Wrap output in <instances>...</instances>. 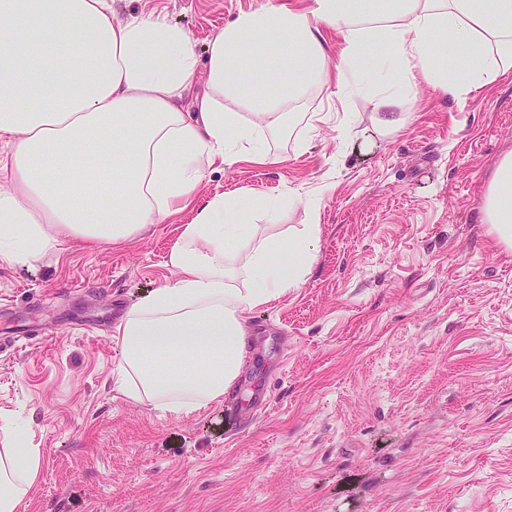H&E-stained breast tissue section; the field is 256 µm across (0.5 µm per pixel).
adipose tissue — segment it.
Masks as SVG:
<instances>
[{
	"label": "adipose tissue",
	"mask_w": 512,
	"mask_h": 512,
	"mask_svg": "<svg viewBox=\"0 0 512 512\" xmlns=\"http://www.w3.org/2000/svg\"><path fill=\"white\" fill-rule=\"evenodd\" d=\"M114 3L0 0V261L26 262L62 239L125 243L193 207L168 256L172 281L115 329L118 392L190 416L231 392L252 312L306 283L322 235L316 200L284 233L270 223L279 201L263 224L234 198L199 202L208 171L274 163L262 148L270 137L295 136L304 149L325 116L293 108L316 90L367 97L383 135L405 126L396 109L419 85L465 100L512 69V0H267L210 40L202 84L184 28L161 15L118 17ZM259 43L273 53L255 62ZM374 60L388 78L368 91L359 76ZM277 74L287 86L262 91ZM479 221L511 254V150L493 165ZM39 475L36 452L0 450V512H16Z\"/></svg>",
	"instance_id": "1"
}]
</instances>
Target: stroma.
I'll return each mask as SVG.
<instances>
[{
    "mask_svg": "<svg viewBox=\"0 0 512 512\" xmlns=\"http://www.w3.org/2000/svg\"><path fill=\"white\" fill-rule=\"evenodd\" d=\"M267 0H120L182 26L197 52ZM328 113L284 162L217 168L265 223V200L335 186L306 283L251 315L232 398L173 416L114 390L115 327L170 282L194 212L134 241L56 245L0 262V448L40 451L17 512H512V255L478 221L493 164L512 149V72L464 102L420 85L411 123L363 152L338 124L369 126L366 99L309 98Z\"/></svg>",
    "mask_w": 512,
    "mask_h": 512,
    "instance_id": "stroma-1",
    "label": "stroma"
}]
</instances>
